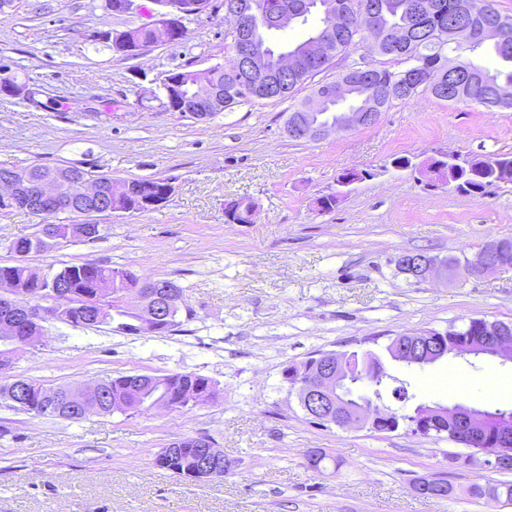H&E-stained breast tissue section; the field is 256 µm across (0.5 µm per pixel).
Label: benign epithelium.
<instances>
[{
	"label": "benign epithelium",
	"instance_id": "obj_1",
	"mask_svg": "<svg viewBox=\"0 0 512 512\" xmlns=\"http://www.w3.org/2000/svg\"><path fill=\"white\" fill-rule=\"evenodd\" d=\"M158 5L164 9L161 19L156 24L147 26L152 41L137 47L130 42L128 32H111L107 38L121 54L134 53L143 55L148 49L159 42L176 43L182 39L185 26L183 20L191 15L201 13L200 5H182L175 0H160ZM306 9L302 4L284 11L271 5L258 6L254 0H239L234 9H224V14L236 20L233 29L235 57L233 63L225 68V87L200 85L188 94L190 100L184 105V111L198 121H206L210 113L224 109V93H233L239 83L250 81L260 83L273 79L282 80L305 59H318L328 51V46L335 37L339 24L345 22V14L341 3L337 0H326L321 5V12L329 17V21L317 29L306 42L301 51H294L283 56L279 65L270 64V52L260 38V31L285 30L293 26L299 18V12ZM260 13L261 20L253 23L250 18ZM360 27L367 38L361 45L362 55H370L374 49L394 47L403 41L405 32L387 26L381 18V8L377 4L364 10L359 19ZM368 67L344 70L346 79L334 88H324L312 95L293 115L285 128L288 137L298 141L319 140L331 133L345 132L358 127L375 125L381 118L382 100L386 97L385 90L364 76ZM465 77L464 71L458 68L448 69V75L439 78L427 76L422 72L410 71L405 74V87L410 88L422 80L431 83L433 92L444 96L454 82ZM356 87L363 98L364 105L349 112H327L325 108L333 99L348 94ZM469 162H459L458 156L442 154L421 163L422 171L431 174L435 179L446 181L448 174L459 176ZM82 186V193L91 205L90 213L97 215L123 214L119 198L122 187H107L102 182L92 179L86 172L72 167L58 170V175L34 181L29 175L22 173H4L0 175V198L13 203L22 201L32 209L47 210L63 202L62 189L69 181ZM224 220L232 224H249L253 214L240 218L237 199L224 201ZM403 274L416 282L430 278H442L441 267L431 257L404 256L398 257ZM467 274L490 275L497 272V267L490 254L481 252L476 259L469 261L464 268ZM110 294L105 285L86 298L84 313L96 314V309ZM182 294L173 289H162L160 284L149 282L144 285L141 304L142 313L134 325L132 334L152 333L162 327L168 320L169 312L181 303ZM0 334L6 336L3 348L9 351H23L35 346L40 339L42 323L57 320L67 315V306L55 300L43 305H20L15 295L3 291L0 293ZM424 334H404L395 336L386 346L390 360L417 365L433 364L449 355L465 356L471 354L468 338L453 336L451 338L435 335L431 342V350L425 348ZM491 353L505 362L512 361V339L506 336L488 337ZM345 354L327 352L319 354L307 361L305 369L295 378L290 386L298 392L303 409L309 418L318 423L334 424L340 428H364L366 426L379 431L398 429L400 417L385 407L374 392L356 397L351 393L349 374L341 369ZM66 410L86 416L98 413L106 407L103 393L95 386L75 385L71 393L64 399ZM450 417L455 428L449 437L454 442L474 448L485 455L483 464L499 467L506 462V457L495 445V440L487 438L483 429L485 416L479 410L462 404L451 407L431 408L415 412L410 420L414 425L413 432L425 435L433 426ZM222 454L214 447L203 448L199 454V473L211 476L216 473L215 467Z\"/></svg>",
	"mask_w": 512,
	"mask_h": 512
}]
</instances>
